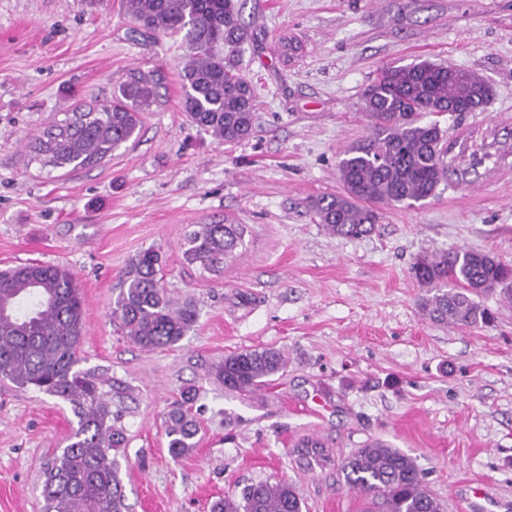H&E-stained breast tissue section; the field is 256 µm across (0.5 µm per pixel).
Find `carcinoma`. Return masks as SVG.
<instances>
[{
	"label": "carcinoma",
	"mask_w": 512,
	"mask_h": 512,
	"mask_svg": "<svg viewBox=\"0 0 512 512\" xmlns=\"http://www.w3.org/2000/svg\"><path fill=\"white\" fill-rule=\"evenodd\" d=\"M137 31L182 36L188 55L182 67L183 110L188 119L221 143L249 137L255 98L237 69L235 53L248 40L237 0H122ZM163 77L134 69L120 87V99L88 112H74L36 139L35 151L54 167L93 166L137 138L141 113L157 103ZM492 96L476 74L422 60L381 69L362 94L370 134L352 144L338 162L341 194L310 200L309 209L331 234L359 236L374 231L375 204L425 201L436 194L449 166L443 134L429 112H475ZM246 227L226 219L200 224L185 241L184 259L218 272L243 246ZM112 303V321L145 350L173 346L194 325L190 300L174 304L161 285L162 257L145 249L133 262ZM425 289L419 307L430 320L484 328L495 313L475 296L499 291L512 301L502 260L487 252L455 249L419 255L412 266ZM84 301L64 268L29 262L0 271V377L16 387H32L71 405L77 427L65 446L41 464L42 512H125V496L115 453L126 447L118 425L122 414L112 400L124 389L97 368H79ZM276 349L231 352L213 376L224 388L255 394L284 371ZM192 391L166 414L167 448L180 458L197 446L199 425L186 405ZM305 459L324 458L323 445L310 439L297 446ZM341 472L347 487L366 496L367 512H443L415 458L373 441L346 458ZM210 512H302V502L286 482H260L241 496L214 501Z\"/></svg>",
	"instance_id": "carcinoma-1"
}]
</instances>
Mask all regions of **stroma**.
<instances>
[{
    "label": "stroma",
    "mask_w": 512,
    "mask_h": 512,
    "mask_svg": "<svg viewBox=\"0 0 512 512\" xmlns=\"http://www.w3.org/2000/svg\"><path fill=\"white\" fill-rule=\"evenodd\" d=\"M253 39L242 74L250 138L220 143L181 108V37L134 33L120 0H0V268L72 273L84 296L86 368L127 384L119 449L128 512H209L248 484L284 481L303 512H361L341 462L380 439L415 458L445 512H512V302L481 296L494 326L421 312L418 255L465 248L512 263V0H238ZM302 51L287 59L281 35ZM483 77L477 112L426 114L452 165L435 196L380 206L374 232L329 234L310 198L341 192L337 163L369 132L364 88L418 60ZM167 77L138 139L90 168L45 164L35 138L118 95L129 70ZM236 216L243 248L223 272L187 265L196 225ZM162 256L174 302L198 317L174 346L144 350L112 321L135 256ZM274 348L284 375L254 395L211 376L225 354ZM191 388L198 445L173 458L165 420ZM77 422L70 406L0 380V512H40L41 462ZM303 437L329 465H300Z\"/></svg>",
    "instance_id": "stroma-1"
}]
</instances>
